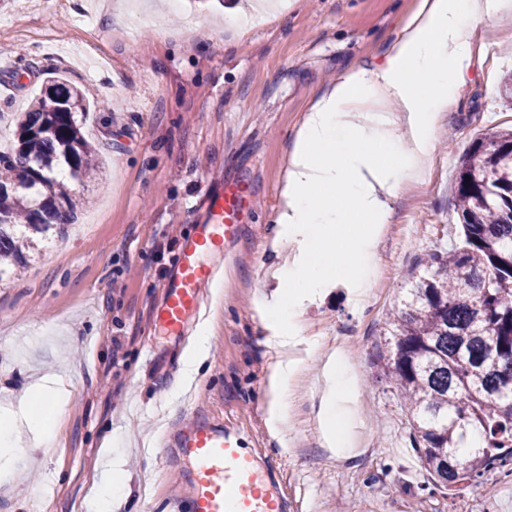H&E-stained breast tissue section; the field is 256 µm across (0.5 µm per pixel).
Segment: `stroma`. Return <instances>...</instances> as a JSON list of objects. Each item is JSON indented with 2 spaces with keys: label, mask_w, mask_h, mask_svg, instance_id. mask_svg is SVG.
<instances>
[{
  "label": "stroma",
  "mask_w": 512,
  "mask_h": 512,
  "mask_svg": "<svg viewBox=\"0 0 512 512\" xmlns=\"http://www.w3.org/2000/svg\"><path fill=\"white\" fill-rule=\"evenodd\" d=\"M416 0H294L284 25L244 36L224 13L247 0H0V137L16 139L17 117L62 71L94 104L79 116L100 150L91 180L73 184L84 203L73 224L49 232L27 266L0 282V407L45 373L67 377L53 447L24 442L0 469V512H86L106 438L155 442L130 449L117 512H173L183 482L160 442L192 409L244 432L267 457L291 512H512V475L490 472L449 495L429 494L406 413L374 360L385 324L419 260L446 243L458 222L459 157L476 137L512 126L502 96L512 75V17L476 28L479 61L436 127L424 178L402 185L377 242L368 298L339 282L304 304L296 323V372L288 424L275 428L267 396L281 358L262 314L274 287L272 243L286 153L320 92L352 67L381 63ZM247 180L250 219L213 261L222 284L205 289L209 353L194 381L190 347L152 320L175 256L203 215L205 193ZM342 348L357 378L354 443L332 453L320 426L325 347Z\"/></svg>",
  "instance_id": "1"
}]
</instances>
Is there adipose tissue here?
Here are the masks:
<instances>
[{
	"mask_svg": "<svg viewBox=\"0 0 512 512\" xmlns=\"http://www.w3.org/2000/svg\"><path fill=\"white\" fill-rule=\"evenodd\" d=\"M511 12L512 0H417L383 64L344 71L310 103L287 152L276 218L301 251L265 301L279 347L296 345L303 302L337 281L352 282L363 300L390 202L426 172L435 127L472 65L475 27ZM323 377L326 427L353 422V372L341 353L328 355ZM62 400L47 382L26 396L44 446L55 441Z\"/></svg>",
	"mask_w": 512,
	"mask_h": 512,
	"instance_id": "ef3b65f1",
	"label": "adipose tissue"
}]
</instances>
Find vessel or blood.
Instances as JSON below:
<instances>
[{
	"mask_svg": "<svg viewBox=\"0 0 512 512\" xmlns=\"http://www.w3.org/2000/svg\"><path fill=\"white\" fill-rule=\"evenodd\" d=\"M250 201L249 186L238 180L225 181L204 197V215L179 249L154 315L174 339L189 334L203 305V290L217 274L207 256L223 253L238 240ZM167 445L187 464L177 512H288L270 466L246 451L245 435L223 419L190 413L173 427Z\"/></svg>",
	"mask_w": 512,
	"mask_h": 512,
	"instance_id": "vessel-or-blood-1",
	"label": "vessel or blood"
}]
</instances>
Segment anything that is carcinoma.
<instances>
[{"instance_id": "obj_1", "label": "carcinoma", "mask_w": 512, "mask_h": 512, "mask_svg": "<svg viewBox=\"0 0 512 512\" xmlns=\"http://www.w3.org/2000/svg\"><path fill=\"white\" fill-rule=\"evenodd\" d=\"M89 107L57 76L0 151V281L27 265L36 236L70 223L69 181L96 172L76 120ZM455 194L460 236L422 259L375 363L433 486L448 491L512 465V129L472 143Z\"/></svg>"}]
</instances>
